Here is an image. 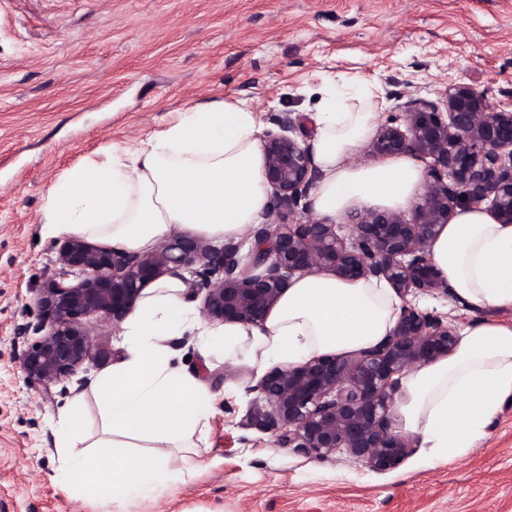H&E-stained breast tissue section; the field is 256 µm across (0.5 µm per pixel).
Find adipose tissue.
I'll return each mask as SVG.
<instances>
[{
  "label": "adipose tissue",
  "instance_id": "1",
  "mask_svg": "<svg viewBox=\"0 0 512 512\" xmlns=\"http://www.w3.org/2000/svg\"><path fill=\"white\" fill-rule=\"evenodd\" d=\"M317 95L313 213L333 222L363 207L407 209L424 182L419 163L405 155L354 159L376 130L371 92H348L329 77ZM260 132L256 112L242 104L187 108L142 145H117L103 160L71 168L48 193L43 230L134 250L152 249L176 228L203 240L238 239L270 206ZM431 257L459 302L512 310V224L482 206L457 209ZM184 291L180 277H166L124 321L129 357L96 387L102 437L81 446L77 406L56 422L62 486L88 499L143 495L169 477L175 458L180 477L194 474L198 464L185 450L205 440L215 396L172 365V338L195 333L201 350L223 348L226 363L258 371L373 345L392 330L401 306L386 281L309 274L294 280L263 325L217 329L202 326ZM511 398L512 324L478 320L461 326L451 355L409 372L394 413L428 456L450 461L474 447Z\"/></svg>",
  "mask_w": 512,
  "mask_h": 512
}]
</instances>
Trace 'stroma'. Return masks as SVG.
Here are the masks:
<instances>
[{
    "instance_id": "1",
    "label": "stroma",
    "mask_w": 512,
    "mask_h": 512,
    "mask_svg": "<svg viewBox=\"0 0 512 512\" xmlns=\"http://www.w3.org/2000/svg\"><path fill=\"white\" fill-rule=\"evenodd\" d=\"M328 76L380 87L384 121L453 82L512 104V0H0V512H512V399L463 456L432 464L418 449L379 475L244 427L252 396L230 394L242 377L189 335L171 340L174 361L219 395L201 469L145 501H85L55 479L60 413L81 399L89 442L102 416L92 389L43 392L13 359L35 340L19 329L64 240L43 232L52 184L211 99L248 101L264 130L290 121L312 141L310 91ZM94 332L108 356L87 365L92 381L126 358L121 327Z\"/></svg>"
}]
</instances>
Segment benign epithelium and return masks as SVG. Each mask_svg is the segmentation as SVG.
<instances>
[{"mask_svg": "<svg viewBox=\"0 0 512 512\" xmlns=\"http://www.w3.org/2000/svg\"><path fill=\"white\" fill-rule=\"evenodd\" d=\"M263 175L277 199L272 217L254 230L247 257L241 244L214 249L192 236L164 240L150 251L108 248L70 237L56 249V270L40 289L38 340L18 354L27 379L47 390L78 375L97 357L93 321L117 326L143 291L181 275L186 294L206 291L201 314L210 323L262 324L296 274L328 272L342 280H385L403 305L382 341L352 353L327 352L268 367L247 392L255 394L245 425L270 432L279 448L315 461L335 456L376 474L410 457L415 441L394 426L402 377L452 353L454 325L419 308V294L446 295L448 282L431 246L459 207L487 205L512 224V110L492 105L463 82L447 86L441 104L411 99L401 121L379 127L374 158L410 154L429 164L411 215L362 209L342 225L297 211L316 178L310 146L269 134Z\"/></svg>", "mask_w": 512, "mask_h": 512, "instance_id": "obj_1", "label": "benign epithelium"}]
</instances>
